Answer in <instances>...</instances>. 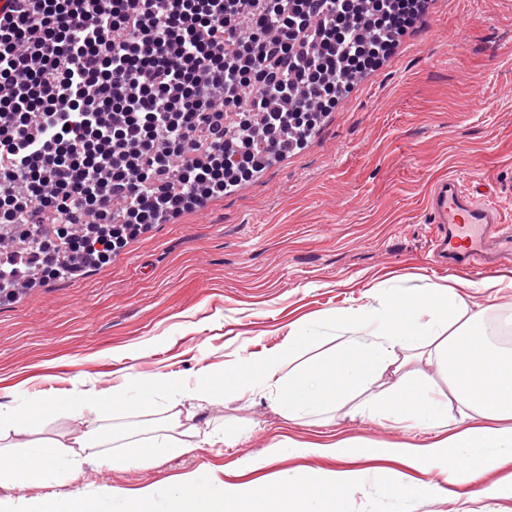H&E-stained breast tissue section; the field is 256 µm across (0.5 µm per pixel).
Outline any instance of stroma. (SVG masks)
<instances>
[{
    "mask_svg": "<svg viewBox=\"0 0 512 512\" xmlns=\"http://www.w3.org/2000/svg\"><path fill=\"white\" fill-rule=\"evenodd\" d=\"M457 177L480 188L512 225V0H432L397 53L329 112L301 153L239 189L154 225L112 262L74 279L19 290L0 304V409L23 408L82 382L111 393L122 373L181 374L272 355L296 325L370 302L374 287L450 285L488 317L512 314V262L492 274L430 261L427 198ZM168 395L102 421V440L156 428L176 412ZM236 445H204L143 468L57 467L43 482L0 486V503L24 506L64 493L131 492L206 471L229 482L274 480L275 461L252 470L276 441H408L431 433L355 416L300 425L277 413L266 389L235 384L195 409ZM85 428L72 412L31 432L9 433L0 457L36 440L70 441ZM418 512H512V499L481 486L441 488Z\"/></svg>",
    "mask_w": 512,
    "mask_h": 512,
    "instance_id": "35a3bbf8",
    "label": "stroma"
}]
</instances>
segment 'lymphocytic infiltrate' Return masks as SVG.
<instances>
[{
	"instance_id": "f902f5d3",
	"label": "lymphocytic infiltrate",
	"mask_w": 512,
	"mask_h": 512,
	"mask_svg": "<svg viewBox=\"0 0 512 512\" xmlns=\"http://www.w3.org/2000/svg\"><path fill=\"white\" fill-rule=\"evenodd\" d=\"M428 0H0V293L302 148Z\"/></svg>"
}]
</instances>
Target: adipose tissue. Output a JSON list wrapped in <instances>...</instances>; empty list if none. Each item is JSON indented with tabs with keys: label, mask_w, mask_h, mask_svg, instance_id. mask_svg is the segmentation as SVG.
<instances>
[{
	"label": "adipose tissue",
	"mask_w": 512,
	"mask_h": 512,
	"mask_svg": "<svg viewBox=\"0 0 512 512\" xmlns=\"http://www.w3.org/2000/svg\"><path fill=\"white\" fill-rule=\"evenodd\" d=\"M328 321L338 339L332 354L302 359V350L319 339L321 324L300 322L281 352L231 365L240 389H274L276 405L293 423L333 420L342 401L351 397L359 415L401 428L433 430L437 436L422 445L392 443L378 448L346 440L290 439L274 445V456L401 457L459 487L478 483L503 462L512 461V359H503L501 350L488 340L484 312L473 310L454 288H389L375 303L333 314ZM415 362L440 365L448 379L447 394L412 381L407 368ZM380 381L385 389L369 393V386ZM217 386L214 375L205 370L191 389L175 373H160L147 382L127 376L108 398L89 387L35 401L16 414L0 411V434L27 430L63 409L79 414L86 424L72 442L30 446L9 468L0 470V485L42 478L61 459L73 461L98 447L100 423L107 413L151 402L163 390L186 400L207 401ZM194 416L191 410L174 413L163 436L123 443L119 458L148 467L158 461L162 449H194L200 435ZM460 457L469 462L462 471L454 467Z\"/></svg>",
	"instance_id": "ef3b65f1"
}]
</instances>
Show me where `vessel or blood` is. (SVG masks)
<instances>
[{
    "mask_svg": "<svg viewBox=\"0 0 512 512\" xmlns=\"http://www.w3.org/2000/svg\"><path fill=\"white\" fill-rule=\"evenodd\" d=\"M434 228L431 249L452 263L483 268L488 260H512V226L500 223L495 206L467 190L458 179H444L428 200Z\"/></svg>",
    "mask_w": 512,
    "mask_h": 512,
    "instance_id": "1",
    "label": "vessel or blood"
}]
</instances>
